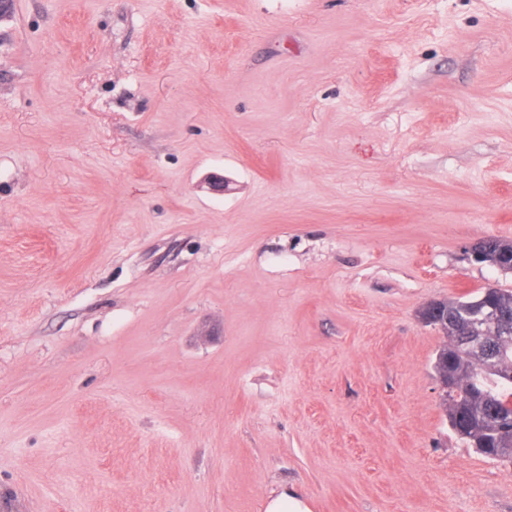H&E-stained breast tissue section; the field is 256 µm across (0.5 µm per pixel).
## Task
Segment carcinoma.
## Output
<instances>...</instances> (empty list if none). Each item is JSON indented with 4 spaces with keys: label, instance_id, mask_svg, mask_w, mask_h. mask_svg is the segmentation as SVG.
Listing matches in <instances>:
<instances>
[{
    "label": "carcinoma",
    "instance_id": "obj_1",
    "mask_svg": "<svg viewBox=\"0 0 512 512\" xmlns=\"http://www.w3.org/2000/svg\"><path fill=\"white\" fill-rule=\"evenodd\" d=\"M485 302L511 313L507 323L512 325V292L486 288L473 298L448 301V327L463 329L462 312ZM502 360L501 369L489 368L478 355L464 353L450 342L438 350L434 361L436 374L454 380L443 398L450 425H464L461 438L492 459L512 448V430L504 429L501 421L512 416V347L503 349Z\"/></svg>",
    "mask_w": 512,
    "mask_h": 512
}]
</instances>
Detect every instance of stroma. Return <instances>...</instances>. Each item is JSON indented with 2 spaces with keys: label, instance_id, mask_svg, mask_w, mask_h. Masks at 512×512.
Instances as JSON below:
<instances>
[{
  "label": "stroma",
  "instance_id": "35a3bbf8",
  "mask_svg": "<svg viewBox=\"0 0 512 512\" xmlns=\"http://www.w3.org/2000/svg\"><path fill=\"white\" fill-rule=\"evenodd\" d=\"M487 238L512 0H14L0 512H512L419 319ZM264 512H311L308 504L294 491L283 489L278 495L267 498L262 505Z\"/></svg>",
  "mask_w": 512,
  "mask_h": 512
}]
</instances>
